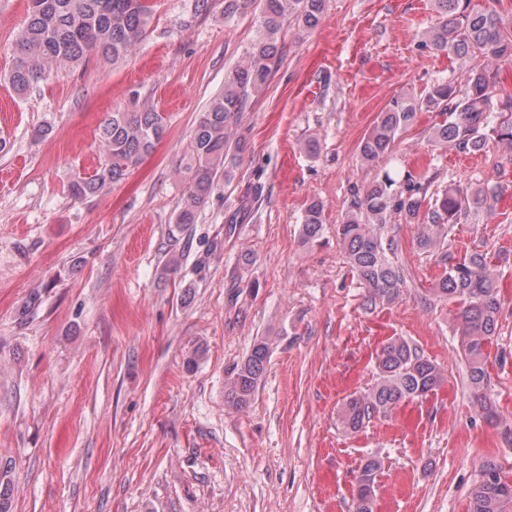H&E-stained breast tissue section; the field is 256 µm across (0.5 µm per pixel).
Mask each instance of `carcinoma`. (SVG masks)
Listing matches in <instances>:
<instances>
[{"mask_svg": "<svg viewBox=\"0 0 512 512\" xmlns=\"http://www.w3.org/2000/svg\"><path fill=\"white\" fill-rule=\"evenodd\" d=\"M471 0H435L438 22L429 44L458 60L483 59L463 71V86L452 81L435 83L419 99H395L380 113L359 144L360 161L371 164L391 150L398 133L417 113L448 114L432 127L433 140L469 154L482 151L487 139L512 143V97L498 92V73L490 62H512V22L494 10L473 8ZM325 0H262L261 30L245 62L224 82V92L213 97L196 122L186 150L187 194L176 215L178 224H194L200 209L218 186L232 180L227 159L240 149L234 127L250 100L264 91L276 66V44L286 19L292 17L307 28L317 26ZM149 0H29L28 18L14 49L9 82L20 96L61 66L78 67L98 56L118 63L143 41L150 27ZM166 132V118L153 107L112 112L99 128L107 163L90 177H79L69 190L76 199L95 195L122 180L151 153ZM433 180H406L404 189H392L389 174L372 181L363 193L353 194L336 236L361 287L365 304H388L404 284L401 269L389 253L394 242L383 243L374 227L393 214L416 218L427 208L417 246L435 252L444 246L457 224L472 213L490 211L499 186L484 183L450 185L431 191ZM322 208L311 203L301 235L305 242L319 237ZM442 273L434 294L461 305L457 333L468 368L469 385L476 402L492 422L496 414L486 401L489 375L488 346L496 334L500 312L498 280L486 256L474 252L461 261L441 256ZM269 345L255 342L225 384V402L236 409L247 407L266 369ZM376 380L364 394L346 403L340 424L348 434L358 433L379 414H389L400 403L427 396L444 383V374L418 348L404 338H391L376 356ZM381 460L365 458L356 476L354 512H374L375 480ZM470 512H512V484L500 476L497 466H485L474 488Z\"/></svg>", "mask_w": 512, "mask_h": 512, "instance_id": "carcinoma-1", "label": "carcinoma"}]
</instances>
